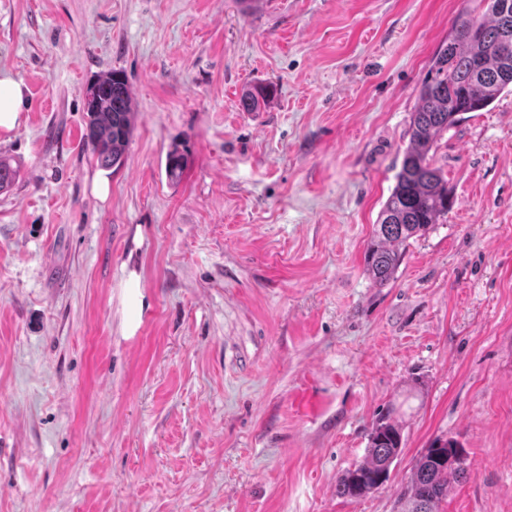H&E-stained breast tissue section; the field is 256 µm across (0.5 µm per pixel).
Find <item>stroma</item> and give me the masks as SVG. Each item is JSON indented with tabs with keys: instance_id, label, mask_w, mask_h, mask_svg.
Listing matches in <instances>:
<instances>
[{
	"instance_id": "stroma-1",
	"label": "stroma",
	"mask_w": 512,
	"mask_h": 512,
	"mask_svg": "<svg viewBox=\"0 0 512 512\" xmlns=\"http://www.w3.org/2000/svg\"><path fill=\"white\" fill-rule=\"evenodd\" d=\"M473 7L0 0L26 99L0 129V512H394L438 438L469 471L441 512H512V93L441 135L443 223L386 286L364 273L418 88ZM113 70L135 122L103 201L85 91ZM395 406L388 483L337 496ZM274 93L269 85L257 84L245 91L240 98V106L246 112H253L268 101Z\"/></svg>"
}]
</instances>
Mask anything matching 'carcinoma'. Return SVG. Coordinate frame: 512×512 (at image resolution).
<instances>
[{
    "instance_id": "cac0c4a2",
    "label": "carcinoma",
    "mask_w": 512,
    "mask_h": 512,
    "mask_svg": "<svg viewBox=\"0 0 512 512\" xmlns=\"http://www.w3.org/2000/svg\"><path fill=\"white\" fill-rule=\"evenodd\" d=\"M480 2L486 3L482 15L468 10L458 17L475 34L452 26L448 41L435 51L419 87L401 168L365 251L364 273L375 286L394 280L401 247L440 223L454 203L448 179L435 166L441 134L461 121L462 115L487 109L512 89V50H503L505 44L512 47V0ZM273 93L271 86L257 84L242 94L240 106L253 112ZM85 111L83 139L88 152L102 167L121 168L135 119L124 74L113 70L91 83ZM182 168L183 154L175 147L166 155L168 179L177 180ZM16 180L17 169L0 158V192L11 189ZM402 445L400 425L389 411L376 420L364 460L337 478V495L358 498L383 487ZM460 452L453 439H437L424 449L397 497L399 512H440V504L448 496L449 479H467L466 464L455 459Z\"/></svg>"
}]
</instances>
